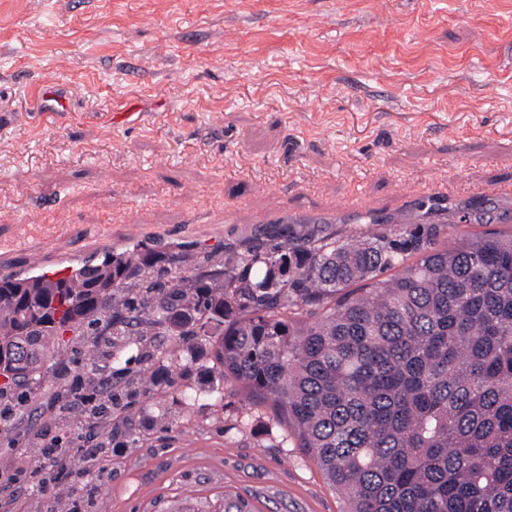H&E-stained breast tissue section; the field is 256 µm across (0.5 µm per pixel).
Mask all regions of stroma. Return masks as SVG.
<instances>
[{
	"label": "stroma",
	"mask_w": 512,
	"mask_h": 512,
	"mask_svg": "<svg viewBox=\"0 0 512 512\" xmlns=\"http://www.w3.org/2000/svg\"><path fill=\"white\" fill-rule=\"evenodd\" d=\"M2 112L0 275L144 244L178 250L175 278L292 240L399 239L431 219L438 186L457 218L435 224L437 246L512 234L473 214L512 213L494 192L512 180V0H0ZM408 193L419 210L392 224L340 210L390 214ZM232 205L244 217L223 223ZM298 207L332 220L246 218ZM96 342L64 334L50 371L100 381ZM129 368L140 392L99 419L92 494L69 468L38 488L40 450L64 432L53 386L12 413L0 512H165L189 494L207 510L228 492L255 512H346L273 401L208 356L160 386Z\"/></svg>",
	"instance_id": "1"
}]
</instances>
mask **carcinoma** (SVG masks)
Listing matches in <instances>:
<instances>
[{
	"label": "carcinoma",
	"instance_id": "1",
	"mask_svg": "<svg viewBox=\"0 0 512 512\" xmlns=\"http://www.w3.org/2000/svg\"><path fill=\"white\" fill-rule=\"evenodd\" d=\"M175 261L145 248L93 278L0 279L3 389H41L58 336L101 322L97 359L114 373L137 350L159 384L209 350L273 397L346 512H512V236L289 242L171 285L151 276ZM305 306L306 319L288 314Z\"/></svg>",
	"mask_w": 512,
	"mask_h": 512
}]
</instances>
